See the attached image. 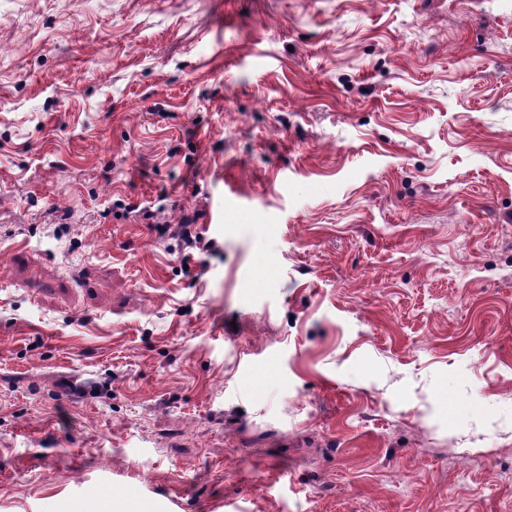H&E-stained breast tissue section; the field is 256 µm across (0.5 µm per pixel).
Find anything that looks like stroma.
Here are the masks:
<instances>
[{
  "instance_id": "stroma-1",
  "label": "stroma",
  "mask_w": 512,
  "mask_h": 512,
  "mask_svg": "<svg viewBox=\"0 0 512 512\" xmlns=\"http://www.w3.org/2000/svg\"><path fill=\"white\" fill-rule=\"evenodd\" d=\"M142 507L512 512V0H0V512Z\"/></svg>"
}]
</instances>
